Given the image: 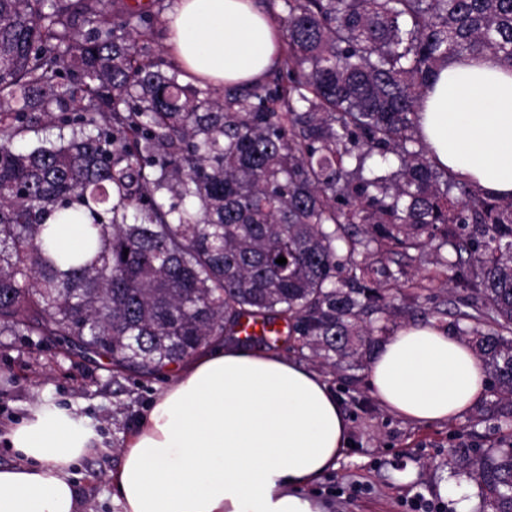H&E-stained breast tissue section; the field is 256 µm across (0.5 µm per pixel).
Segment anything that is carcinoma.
I'll return each mask as SVG.
<instances>
[{"label": "carcinoma", "mask_w": 512, "mask_h": 512, "mask_svg": "<svg viewBox=\"0 0 512 512\" xmlns=\"http://www.w3.org/2000/svg\"><path fill=\"white\" fill-rule=\"evenodd\" d=\"M154 22L0 0V336L152 377L252 315L354 369L406 303L431 302L414 280L430 249L461 288L430 318L469 337L503 432L448 449V469L479 484V512H512V200L416 135L436 70L512 68V0H283V67L221 93L143 54ZM44 119L57 138L18 149ZM50 218L81 246L53 248Z\"/></svg>", "instance_id": "obj_1"}]
</instances>
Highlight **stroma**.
<instances>
[{"label":"stroma","instance_id":"stroma-1","mask_svg":"<svg viewBox=\"0 0 512 512\" xmlns=\"http://www.w3.org/2000/svg\"><path fill=\"white\" fill-rule=\"evenodd\" d=\"M169 375H114L104 358L67 352L50 338L0 336V464L19 463L5 443L9 429L42 399L70 408L88 420L102 440L76 469L82 512H122L110 476L122 461L126 436L167 386ZM342 402L350 443L339 469L311 489L328 512H455L458 503L480 504L475 481L452 477L445 464L458 433L488 447L493 422L471 425L469 416L452 423L418 425L386 409L367 387L360 368L326 378Z\"/></svg>","mask_w":512,"mask_h":512}]
</instances>
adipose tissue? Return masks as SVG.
<instances>
[{"instance_id": "obj_1", "label": "adipose tissue", "mask_w": 512, "mask_h": 512, "mask_svg": "<svg viewBox=\"0 0 512 512\" xmlns=\"http://www.w3.org/2000/svg\"><path fill=\"white\" fill-rule=\"evenodd\" d=\"M167 43L190 77L260 79L282 39L259 0H174ZM416 130L436 162L486 194L512 198V69L496 57L438 70ZM368 386L416 424L462 417L488 397L469 345L431 321L401 325L375 350ZM348 425L323 377L239 342L188 359L129 431L112 475L123 512H324L307 490L338 469ZM0 512H79L71 471L98 443L68 409L39 404L8 435Z\"/></svg>"}]
</instances>
